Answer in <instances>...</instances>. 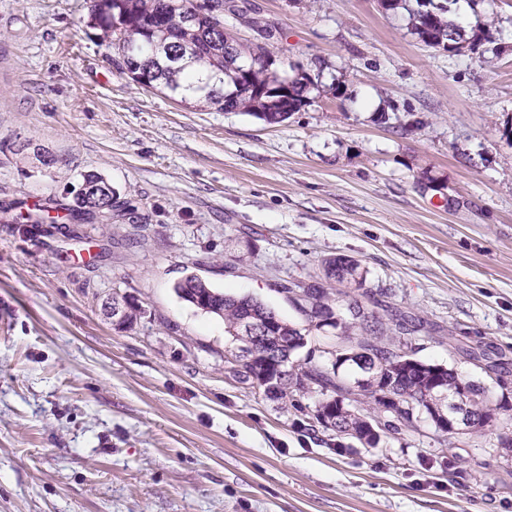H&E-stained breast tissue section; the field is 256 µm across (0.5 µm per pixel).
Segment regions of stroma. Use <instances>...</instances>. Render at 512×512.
Returning a JSON list of instances; mask_svg holds the SVG:
<instances>
[{"mask_svg":"<svg viewBox=\"0 0 512 512\" xmlns=\"http://www.w3.org/2000/svg\"><path fill=\"white\" fill-rule=\"evenodd\" d=\"M234 2L225 31L316 77L282 123L142 88L91 0H0V512H512V0L454 5L496 38L455 53L378 0ZM92 172L121 216L23 223ZM336 255L415 358L510 403L486 434L311 429L319 393L233 378L223 320L174 291L194 273L304 327L284 286ZM129 301V298L116 297L114 300L105 304V310L108 315L112 316V321L117 324L123 317L120 326L125 328H132L142 314L141 306L134 301L129 303L126 307Z\"/></svg>","mask_w":512,"mask_h":512,"instance_id":"35a3bbf8","label":"stroma"}]
</instances>
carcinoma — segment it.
Returning a JSON list of instances; mask_svg holds the SVG:
<instances>
[{"label": "carcinoma", "instance_id": "cac0c4a2", "mask_svg": "<svg viewBox=\"0 0 512 512\" xmlns=\"http://www.w3.org/2000/svg\"><path fill=\"white\" fill-rule=\"evenodd\" d=\"M191 5L193 0H169L166 9L159 0H92L91 22L99 30L100 38L122 59L123 67L142 66L152 87L163 88L182 101L194 99L226 112H244L268 124L282 123L306 105L305 93L314 84L311 74L296 79L288 100L280 102L267 90L281 84L285 74L271 64H254L255 57L267 51L264 45L238 40L232 53H224V0H215V15L207 12L189 17ZM417 5L411 12V29L425 45L452 52L456 45L467 41L462 27L446 16L449 6L435 0H417ZM240 82L248 88L238 90ZM106 184L98 174L84 175L76 205L67 209L62 221H84L94 216V208L101 204L115 207L116 193L107 199L99 195ZM321 273L322 277L310 283L297 280L288 284L293 300L306 304L309 327L303 329L274 315L263 302L249 296L226 295L194 274L178 282L175 291L181 299L222 318L226 332L243 345L251 341V336L243 333V321H258L284 358L306 345L311 330L325 329L326 314L336 313V321L330 324L336 336L355 340L350 351L335 354L336 365L349 364L362 373L365 367L361 360H376L373 374L397 398L394 412L382 410V399L364 392L362 396L370 399L377 414L360 413L353 406L358 401L354 388L322 366L291 364L288 373L276 376L271 384L261 379V374L269 370L261 358L232 362L229 369L241 382L262 387L277 400L286 401L296 394L318 390L328 397V407L336 411L337 421L332 426L323 423L319 408L313 419L338 437L350 436L369 446L368 427L375 420L382 422L384 433L399 435L409 411L427 416L446 411L449 398L462 387L470 393L465 406L473 419V433L484 430L497 411L507 409L506 404L494 402L487 389L463 380L454 370L425 363L406 351L405 336L411 334V329L402 316L391 314L385 318L374 311H364L353 299V294L362 290L366 282V271L359 261L345 256L324 258ZM344 304L347 316L338 310Z\"/></svg>", "mask_w": 512, "mask_h": 512}]
</instances>
